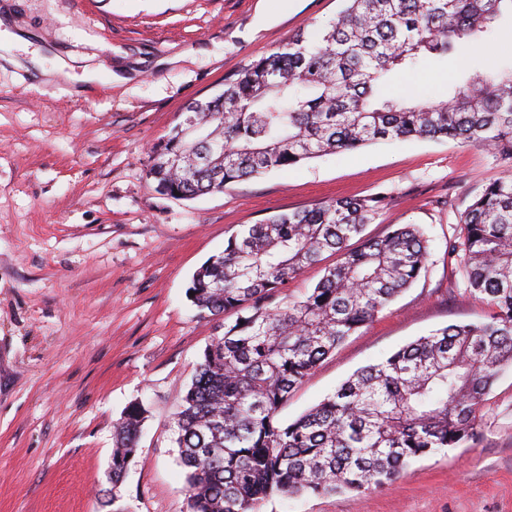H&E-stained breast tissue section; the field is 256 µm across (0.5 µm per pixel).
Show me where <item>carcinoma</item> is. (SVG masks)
Returning a JSON list of instances; mask_svg holds the SVG:
<instances>
[{
  "instance_id": "cac0c4a2",
  "label": "carcinoma",
  "mask_w": 512,
  "mask_h": 512,
  "mask_svg": "<svg viewBox=\"0 0 512 512\" xmlns=\"http://www.w3.org/2000/svg\"><path fill=\"white\" fill-rule=\"evenodd\" d=\"M344 2L331 23L292 34L222 91L189 104L155 147L147 177L186 200L377 142L482 147L506 171L466 210L448 258L494 312L409 343L282 422L281 406L317 366L426 272L430 243L416 224L363 237L381 196L336 199L235 232L189 287L198 316L235 319L204 349L173 417L188 512H261L275 495L390 485L414 459L476 440L485 397L512 366V70H473L441 100L379 92L389 74L491 33L512 0ZM190 127L205 135L181 134ZM356 237L361 247L347 248ZM326 252L338 260L314 288L270 305L280 285ZM148 413L131 403L113 425L114 490L136 459Z\"/></svg>"
}]
</instances>
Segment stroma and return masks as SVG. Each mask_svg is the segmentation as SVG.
Instances as JSON below:
<instances>
[{"instance_id": "stroma-1", "label": "stroma", "mask_w": 512, "mask_h": 512, "mask_svg": "<svg viewBox=\"0 0 512 512\" xmlns=\"http://www.w3.org/2000/svg\"><path fill=\"white\" fill-rule=\"evenodd\" d=\"M343 0H0L22 56L64 59L74 80L0 58V512H187L172 416L222 329L186 298L192 275L244 224L337 198L385 196L371 238L423 225L428 270L350 336L280 410L292 420L354 371L492 307L448 258L460 217L504 167L485 149L382 142L219 193L174 200L146 171L188 104L214 95ZM512 68V17L477 46L391 77L385 94L443 98L463 71ZM99 73L81 83L83 69ZM150 406L116 505L112 426ZM262 512H512V368L487 395L476 441L414 460L391 486L275 496Z\"/></svg>"}]
</instances>
